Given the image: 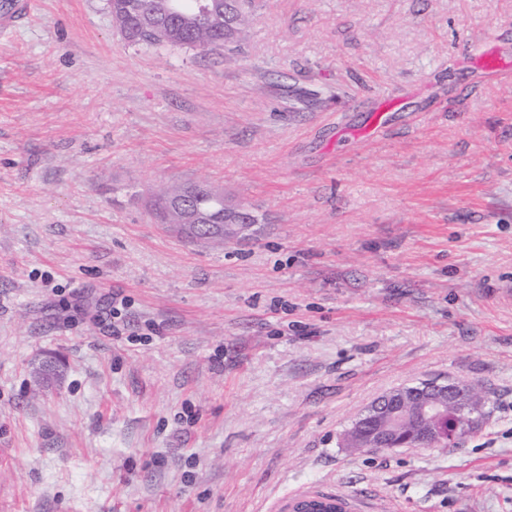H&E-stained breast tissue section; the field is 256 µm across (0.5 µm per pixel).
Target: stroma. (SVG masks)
Returning <instances> with one entry per match:
<instances>
[{
	"label": "stroma",
	"mask_w": 512,
	"mask_h": 512,
	"mask_svg": "<svg viewBox=\"0 0 512 512\" xmlns=\"http://www.w3.org/2000/svg\"><path fill=\"white\" fill-rule=\"evenodd\" d=\"M228 54L107 0L0 38V512H512V0H256ZM256 218L153 223L161 184ZM125 299L121 336L105 313ZM480 383L457 447L355 452L389 390Z\"/></svg>",
	"instance_id": "obj_1"
}]
</instances>
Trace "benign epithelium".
Returning a JSON list of instances; mask_svg holds the SVG:
<instances>
[{"label": "benign epithelium", "instance_id": "benign-epithelium-1", "mask_svg": "<svg viewBox=\"0 0 512 512\" xmlns=\"http://www.w3.org/2000/svg\"><path fill=\"white\" fill-rule=\"evenodd\" d=\"M448 408L472 423L481 403L472 386L461 381L398 387L365 407L347 432V441L354 448L386 450L408 423L414 441L423 446L466 437L456 425L442 423Z\"/></svg>", "mask_w": 512, "mask_h": 512}]
</instances>
